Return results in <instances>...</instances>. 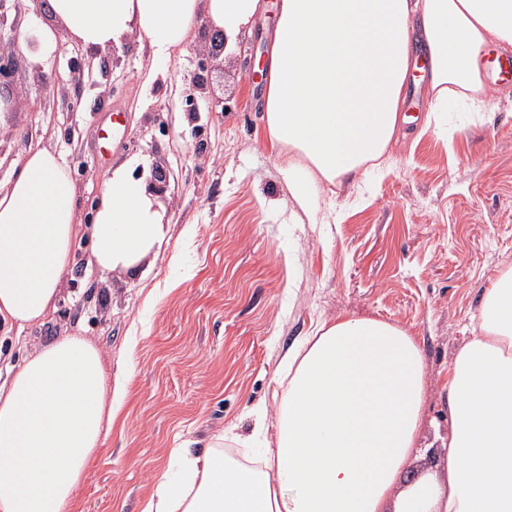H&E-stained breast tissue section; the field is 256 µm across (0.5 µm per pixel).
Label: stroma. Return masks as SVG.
Wrapping results in <instances>:
<instances>
[{
	"label": "stroma",
	"instance_id": "stroma-1",
	"mask_svg": "<svg viewBox=\"0 0 512 512\" xmlns=\"http://www.w3.org/2000/svg\"><path fill=\"white\" fill-rule=\"evenodd\" d=\"M277 0L234 47L205 58L200 23L183 51L153 60L130 39L73 47L43 64L18 51L19 89L0 124V182L29 150L61 153L89 223L111 170L152 187L170 244L138 272L103 273L79 250L53 315L40 327H0V350L20 358L63 333L86 338L113 366L131 365L128 395L76 494V512H144L175 451L258 457L253 410L275 411L276 370L319 319L370 317L415 337L426 363L423 473L442 455V387L478 321L484 288L512 266V79L488 76L484 111L430 117L426 87L409 84L410 116L387 164L353 186H323L301 216L272 149L257 70L267 58ZM56 20L46 0H0V38L15 18ZM117 125H109L112 111ZM111 126L114 143L98 133Z\"/></svg>",
	"mask_w": 512,
	"mask_h": 512
}]
</instances>
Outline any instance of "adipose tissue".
<instances>
[{
  "instance_id": "ef3b65f1",
  "label": "adipose tissue",
  "mask_w": 512,
  "mask_h": 512,
  "mask_svg": "<svg viewBox=\"0 0 512 512\" xmlns=\"http://www.w3.org/2000/svg\"><path fill=\"white\" fill-rule=\"evenodd\" d=\"M60 29L17 38L31 62L66 44L91 50L135 35L170 59L200 18L227 39L261 0H49ZM426 50L431 109L482 111L487 47L512 49V0H279L264 120L284 149L300 209L321 183L354 177L398 132L414 44ZM63 157L28 153L0 185V325L24 329L56 311L85 237L90 263L137 270L169 241L142 182L116 168L91 224L77 220ZM275 415L256 412L261 466L180 448L178 478H161L144 512H512V267L485 289L474 334L448 372L445 453L415 482L401 474L418 446L426 364L408 331L374 318L322 320L288 349ZM0 385V512H74L75 496L126 396L98 347L61 335Z\"/></svg>"
}]
</instances>
